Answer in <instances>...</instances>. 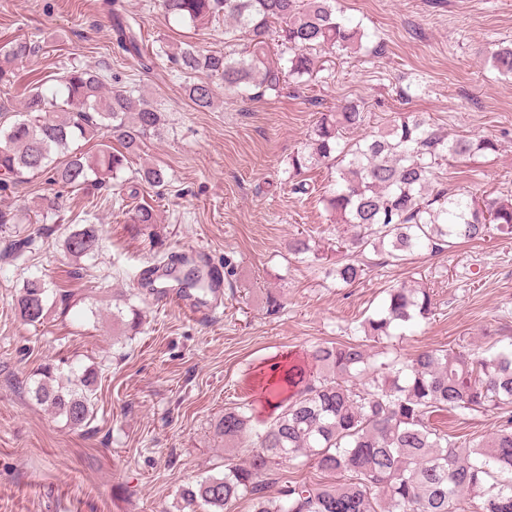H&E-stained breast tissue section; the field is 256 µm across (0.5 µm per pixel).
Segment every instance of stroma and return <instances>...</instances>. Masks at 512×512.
<instances>
[{
	"mask_svg": "<svg viewBox=\"0 0 512 512\" xmlns=\"http://www.w3.org/2000/svg\"><path fill=\"white\" fill-rule=\"evenodd\" d=\"M141 24L144 50L191 41L224 49L220 27L169 22L155 0H122ZM362 24L378 54L321 51L308 85L241 99L216 86L213 108L185 96L167 59L144 71L118 48L103 0H0V46L25 38L38 45L18 68L14 102L26 80L55 84L71 64L119 75L122 86L161 105L163 139L130 158L127 177L147 165L164 169L163 187H143L157 224L133 230L113 191L66 193L63 219L0 230V512H178L186 484L217 474L224 440L214 426L226 408L257 399L256 379L281 355L305 360L312 346L351 339L385 288L413 279L431 287L436 311L387 346L408 357L464 344L483 352L512 342V236L494 234L452 250L420 251L400 266L367 253L366 276L337 287L323 262L290 255L301 234L332 254L340 225L322 195L331 170L305 173L307 193L291 190L288 157L303 149L318 113L357 102L371 134L405 112L452 135L497 139L498 154L444 163L441 187L512 190V80L488 53L512 41V0H337ZM100 225L102 249L83 275L62 250L65 219ZM28 240L16 253V240ZM204 258L224 274V294L210 318L188 315L167 292L138 281L151 259L171 253ZM69 291L26 325L13 303L30 273ZM281 296L266 315L268 292ZM142 311L139 334L114 322L115 311ZM52 364L98 372L94 419L72 428L32 399L29 388Z\"/></svg>",
	"mask_w": 512,
	"mask_h": 512,
	"instance_id": "obj_1",
	"label": "stroma"
}]
</instances>
